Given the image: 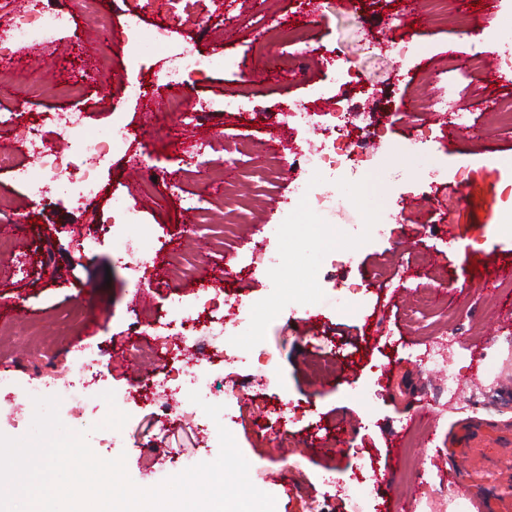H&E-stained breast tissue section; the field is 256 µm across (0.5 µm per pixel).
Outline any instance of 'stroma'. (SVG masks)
Instances as JSON below:
<instances>
[{
  "label": "stroma",
  "instance_id": "stroma-1",
  "mask_svg": "<svg viewBox=\"0 0 512 512\" xmlns=\"http://www.w3.org/2000/svg\"><path fill=\"white\" fill-rule=\"evenodd\" d=\"M201 28L175 25L169 0H96L95 14L75 17V34H64L48 54L17 49L13 64L0 66V105L26 101L28 121L44 113L74 112L77 122L104 137L113 122L134 126L137 150L153 155L170 178L203 201L209 221L196 223L163 186H149L124 154L99 170L115 195L137 206L153 229L152 243L166 262L193 258L190 273L167 276L147 270V297H140L122 264L116 237L95 250L83 249L88 233L111 215L106 201L85 209L50 203L31 208L7 170H0V376L56 393L58 379L85 347L97 348L103 375L88 391L91 403L114 391L128 413L126 440L106 441L95 431L94 414L77 420L68 402L59 415L65 426L88 431L101 458L125 456L139 487L167 477L220 451L217 426L190 401L140 406L128 401L152 376L167 373L171 358L151 364L130 360L137 344L166 343L173 309L196 313L201 281H219L223 291L253 309L254 322L272 359H234L228 370L245 400H224L220 416L250 463L249 477L276 500L275 512H472L463 490L447 499L432 491L446 485L448 471L472 464L463 436L494 432L503 443L490 457L512 458V327L497 322V303L479 290L483 276L512 266V223L498 221L512 206V128L500 124L498 100L512 97V69L501 52L486 54L482 70L469 71L464 37L512 45V0H455L446 13H432L423 0L415 10L403 0H351L348 7L313 10L308 0H204ZM140 15L146 31L172 29L163 47L143 39L129 49L125 13ZM112 18L104 41L96 15ZM303 30L317 49L314 62L283 60L277 40L283 27ZM407 47L399 55V47ZM190 49L224 53L235 70L211 69L195 83L197 96L220 101L244 93L243 111L203 112L193 130L169 118L173 86L153 77L168 52ZM456 57L460 75L442 70ZM142 79L146 94L133 99L128 82ZM457 92L456 107L469 118L463 134L448 126L430 100ZM351 107V130L367 134L377 166L358 175L309 176L294 161L328 136L326 112L337 95ZM295 101L318 114L316 124L285 123L279 110ZM193 135L206 145L192 166L181 161L180 143ZM417 143L413 157L397 147ZM499 167H488L491 158ZM234 165L236 191L225 197L214 184ZM405 166L408 178L393 182L388 171ZM273 182H265L267 170ZM342 200L335 246L318 230L325 219L299 202L296 185ZM385 217L390 234H371ZM455 227L468 239L465 250L445 243ZM280 253L277 279L253 271L261 245ZM479 271H472L471 263ZM298 301L284 302L285 293ZM454 336L452 364L467 390L456 408L443 406L439 378L408 356L440 333ZM287 401L308 416L289 424L287 439L259 427L265 405ZM431 419L413 429L404 448L433 467L421 497L406 501L413 472L396 469L393 436L418 408ZM358 428L347 448L334 444L338 427ZM368 464V495L344 497L357 458Z\"/></svg>",
  "mask_w": 512,
  "mask_h": 512
}]
</instances>
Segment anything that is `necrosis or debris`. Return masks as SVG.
I'll use <instances>...</instances> for the list:
<instances>
[{"mask_svg": "<svg viewBox=\"0 0 512 512\" xmlns=\"http://www.w3.org/2000/svg\"><path fill=\"white\" fill-rule=\"evenodd\" d=\"M6 24L0 25V62L12 59L14 47H48L57 42L59 36L69 31L73 25V15L57 12L49 8L46 0H24L22 9H10ZM212 67L211 57L200 55L191 50H183L168 55L166 67L160 72L161 80L170 85L188 86L193 77L205 75ZM348 114L343 100H336L330 112V135L320 147L297 152L298 165L304 171L316 174L326 169L346 167L352 173L363 170L367 155L362 137L352 136L344 130L342 121ZM48 122L56 134L65 136L66 149H57L46 138L41 125L26 123L25 113L18 106L0 108V126H25V147L29 153L36 155L40 168L33 171L16 164L12 158L0 154V169H10L14 181L25 191L33 206H40L51 200L57 193L58 181L65 180L71 186L67 194L74 208L85 207L103 198H112L113 192L103 184L98 175L99 164L111 158L113 153L128 150L136 141L135 132L125 125H113L108 137L98 143L95 153H88L85 144L88 135L80 128L71 112L57 110L47 115ZM110 232L116 233L124 246L128 258L126 268L135 285H142V274L155 258L150 251L151 229L143 224L137 207L128 206L122 211L120 223H109ZM232 312L236 329L250 331L248 341L225 340L213 342L211 335L217 325L223 324L225 312ZM255 329L253 315L249 306L241 301H229L223 297L221 289H214L201 305L198 316L181 318L177 334L179 342H187L193 336L208 337L206 351L192 361L183 362L177 370L152 379L146 384L143 398L154 402L158 394L182 393L193 390L210 391L216 385L217 367L225 361L227 348L253 353L258 351L259 343L253 338ZM455 339L451 336L441 337L435 347L418 353L419 361L437 368L442 375L440 394L447 403H457L461 398L463 386L460 377L451 364ZM98 353L94 348H86L78 361L77 375L63 378L57 385L59 395L67 398L73 409L85 412L87 404L85 395L89 387L96 383L99 375Z\"/></svg>", "mask_w": 512, "mask_h": 512, "instance_id": "1", "label": "necrosis or debris"}]
</instances>
